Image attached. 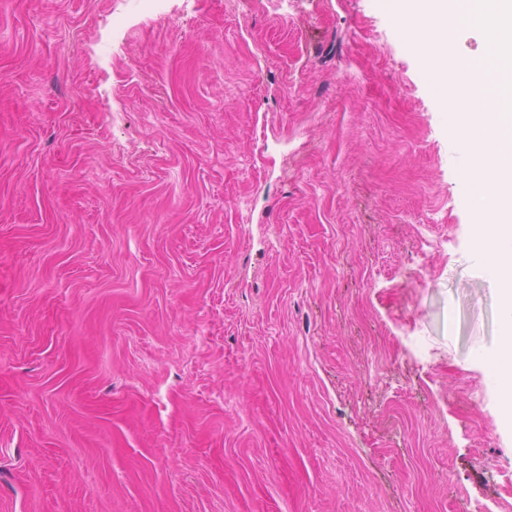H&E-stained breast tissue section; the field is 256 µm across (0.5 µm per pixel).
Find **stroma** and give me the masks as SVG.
<instances>
[{
	"label": "stroma",
	"mask_w": 512,
	"mask_h": 512,
	"mask_svg": "<svg viewBox=\"0 0 512 512\" xmlns=\"http://www.w3.org/2000/svg\"><path fill=\"white\" fill-rule=\"evenodd\" d=\"M457 170L377 0H0V512H512Z\"/></svg>",
	"instance_id": "1"
}]
</instances>
